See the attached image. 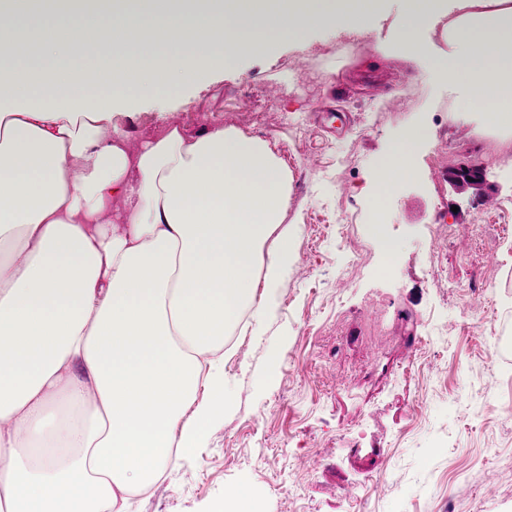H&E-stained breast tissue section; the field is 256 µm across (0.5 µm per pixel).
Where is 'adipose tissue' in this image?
Instances as JSON below:
<instances>
[{"label": "adipose tissue", "instance_id": "obj_1", "mask_svg": "<svg viewBox=\"0 0 512 512\" xmlns=\"http://www.w3.org/2000/svg\"><path fill=\"white\" fill-rule=\"evenodd\" d=\"M0 512H128L236 392L225 336L261 323L295 260L273 142L171 126L130 150L115 104L165 100L243 52L387 27L512 137V0H0ZM209 35L200 45L197 32ZM103 60L102 70L85 66ZM424 125L369 173L380 211L418 173ZM124 204L122 223L112 202Z\"/></svg>", "mask_w": 512, "mask_h": 512}]
</instances>
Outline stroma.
<instances>
[{"instance_id":"35a3bbf8","label":"stroma","mask_w":512,"mask_h":512,"mask_svg":"<svg viewBox=\"0 0 512 512\" xmlns=\"http://www.w3.org/2000/svg\"><path fill=\"white\" fill-rule=\"evenodd\" d=\"M387 37L372 31L354 51L321 28L307 47L240 54L165 104L144 96L114 114L133 149L171 124L275 141L300 228L274 315L224 346L236 402L132 512H215L238 485L259 512H512V426L497 411L512 350L494 345L512 312V139L456 115L455 93L406 50L377 51ZM420 119V172L377 216L398 244L389 262L362 189L387 138ZM462 165L483 168V184L449 182Z\"/></svg>"}]
</instances>
